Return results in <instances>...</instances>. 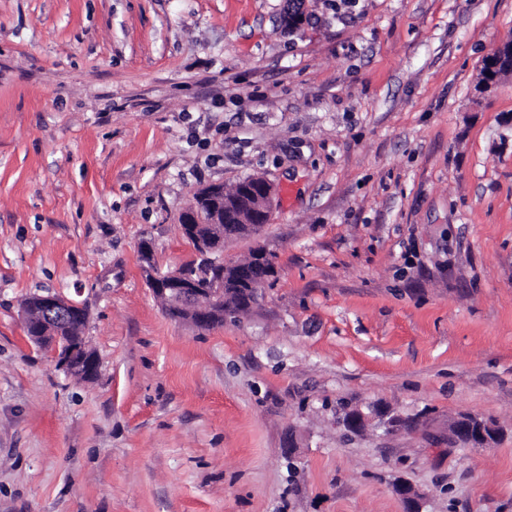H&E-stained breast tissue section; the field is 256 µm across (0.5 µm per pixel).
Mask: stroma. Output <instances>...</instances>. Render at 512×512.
Returning a JSON list of instances; mask_svg holds the SVG:
<instances>
[{
    "label": "stroma",
    "mask_w": 512,
    "mask_h": 512,
    "mask_svg": "<svg viewBox=\"0 0 512 512\" xmlns=\"http://www.w3.org/2000/svg\"><path fill=\"white\" fill-rule=\"evenodd\" d=\"M0 0V512H512V0ZM262 176L224 243L276 275L171 318L201 187ZM152 249L144 263L142 245ZM88 314L79 380L26 334ZM411 431L348 432L338 402ZM497 421L452 448L449 417ZM254 186L245 191V209L237 216L238 223L249 229L254 224H268L275 205L276 188L265 178H254ZM194 263L187 264L182 268L189 274H195ZM177 268L164 274H154L150 277V288L155 297L162 303L163 307L172 317L181 315L170 312L171 310L186 315L188 323L204 328L212 320L219 316L214 325L224 323V316L235 315L237 312L246 309L251 303H257L260 297L257 289H251L249 282L260 276L262 270L243 269L241 279L233 280L229 274L237 268L216 267L210 270L208 277L200 279L202 286L193 280L186 279L183 270ZM223 285L211 284L217 281H224ZM224 307V309H222ZM224 314L220 315V311ZM76 306L79 305L58 293L50 292L38 297L33 304H24L22 308L26 325L32 320L37 327L38 335L31 336L32 339L41 341L47 338L48 343L44 346L52 349L56 367L69 375L79 378H90L94 375L95 369L91 364V360L87 362L86 369L83 366L88 358L86 346L75 339L70 343L66 351L61 352L58 345L60 336H62L60 347L66 349L67 346L63 345L64 342H70L68 336H77L80 327H85L87 320L86 309ZM73 308L75 309L72 322L68 325H60L63 321L69 320ZM56 326L59 329L58 336L55 335ZM394 491L397 496L404 502L406 507V512H420L421 503L424 498V493H422L418 488H416L410 482L401 479L398 480L394 485Z\"/></svg>",
    "instance_id": "stroma-1"
}]
</instances>
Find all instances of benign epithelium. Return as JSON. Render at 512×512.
<instances>
[{
  "instance_id": "1",
  "label": "benign epithelium",
  "mask_w": 512,
  "mask_h": 512,
  "mask_svg": "<svg viewBox=\"0 0 512 512\" xmlns=\"http://www.w3.org/2000/svg\"><path fill=\"white\" fill-rule=\"evenodd\" d=\"M512 63V42L498 46L488 56L490 70L496 72L501 65ZM276 188L265 178L254 179V186L245 191V209L237 216L238 223L246 226L267 224L271 220L275 205ZM180 223L182 230L192 237L204 254L213 262L222 261L224 241V204L214 201L209 211L198 208L196 201H191L182 213ZM150 288L166 311H175L186 316L188 323L203 328L220 315L224 307V289L221 284L210 288H201L199 284L185 277L183 270L177 268L164 274L150 277ZM76 303L64 296L50 292L32 303L23 305L25 321H34L38 335L35 341L48 340L52 349L56 367L69 375L90 378L95 369L86 363L88 350L79 340L70 343L66 351L58 345L59 337L55 335L56 326L69 320ZM394 491L404 502L406 512H420L424 498L418 488L401 479L394 485Z\"/></svg>"
}]
</instances>
